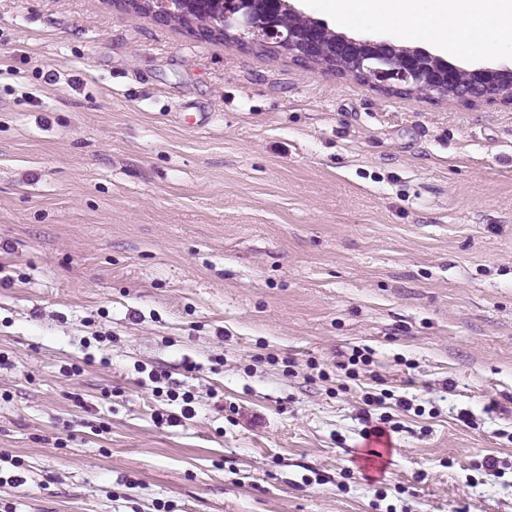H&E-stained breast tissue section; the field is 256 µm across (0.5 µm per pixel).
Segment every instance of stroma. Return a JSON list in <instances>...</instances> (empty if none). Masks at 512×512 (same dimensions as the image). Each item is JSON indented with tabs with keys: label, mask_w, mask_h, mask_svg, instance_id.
Instances as JSON below:
<instances>
[{
	"label": "stroma",
	"mask_w": 512,
	"mask_h": 512,
	"mask_svg": "<svg viewBox=\"0 0 512 512\" xmlns=\"http://www.w3.org/2000/svg\"><path fill=\"white\" fill-rule=\"evenodd\" d=\"M2 355L0 512H512V106L0 0Z\"/></svg>",
	"instance_id": "1"
}]
</instances>
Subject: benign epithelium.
I'll return each mask as SVG.
<instances>
[{
  "instance_id": "1",
  "label": "benign epithelium",
  "mask_w": 512,
  "mask_h": 512,
  "mask_svg": "<svg viewBox=\"0 0 512 512\" xmlns=\"http://www.w3.org/2000/svg\"><path fill=\"white\" fill-rule=\"evenodd\" d=\"M194 5L207 14L211 30L233 35L243 50H286L291 58L326 53L340 67L328 74L360 77L385 94L406 91L419 102L512 105L511 68L463 69L424 50L350 38L305 15L292 0H194Z\"/></svg>"
}]
</instances>
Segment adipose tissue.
Masks as SVG:
<instances>
[{
	"label": "adipose tissue",
	"mask_w": 512,
	"mask_h": 512,
	"mask_svg": "<svg viewBox=\"0 0 512 512\" xmlns=\"http://www.w3.org/2000/svg\"><path fill=\"white\" fill-rule=\"evenodd\" d=\"M359 16H374L382 24L406 21L417 33L432 37L443 33L444 22H454L453 43L478 48L475 33L508 39L512 37V0H354Z\"/></svg>",
	"instance_id": "ef3b65f1"
}]
</instances>
